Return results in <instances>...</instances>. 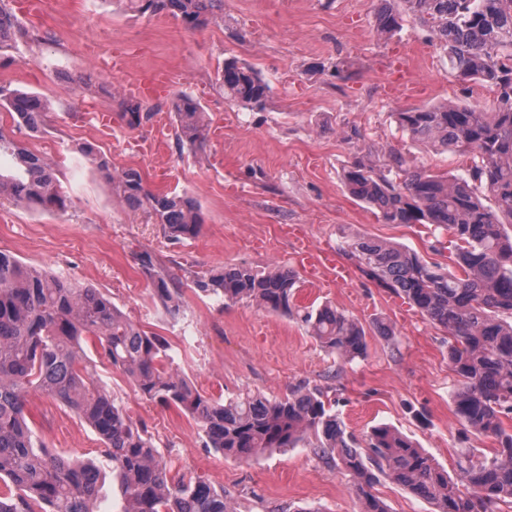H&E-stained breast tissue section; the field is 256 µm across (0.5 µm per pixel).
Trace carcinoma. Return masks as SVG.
<instances>
[{"label":"carcinoma","mask_w":512,"mask_h":512,"mask_svg":"<svg viewBox=\"0 0 512 512\" xmlns=\"http://www.w3.org/2000/svg\"><path fill=\"white\" fill-rule=\"evenodd\" d=\"M136 14H168L187 30L224 17V0H124ZM407 11L436 42L448 72L497 94L485 112L447 103L394 113L409 139L451 150L471 160L463 175L448 177L409 165L395 147L372 160L361 147L343 170L349 193L379 211L387 224L430 225L454 237V266L368 236L348 253L373 281L404 297L432 324L448 330V361L458 377L454 413L460 424L497 443L494 456L459 463L452 479L408 437L388 425L358 440L346 431L319 387L297 386L279 398L246 393L223 400L202 394L173 368L165 338L132 322L99 289L56 276L0 251V512H97L101 466L52 452L39 440L26 412L27 397L40 392L70 409L104 445V457L122 488L121 512H230L224 490L199 477L176 480L145 428L112 389L96 379L99 360L126 373L140 397L189 416L206 447L241 463H253L277 448H294L307 432L317 438L314 454L356 478L360 512H389L373 493L381 475L437 506V512H502L512 505V0H381L375 30L388 40L402 28ZM43 37L18 22L0 0V46ZM224 94L262 110L271 87L254 68L234 57L218 73ZM131 128L149 122L158 107L135 97L120 101ZM0 108L15 130L37 133L47 125V100L0 86ZM171 110L177 139L203 148L207 126L200 103L181 93ZM77 151L112 184L133 211L162 225L169 240L199 236L197 202L150 189L140 170L114 172L92 144ZM0 197L42 210L66 209L55 170L0 127ZM160 305L180 313L176 275L151 254L138 257ZM206 296L252 301L261 309L304 324L325 348L348 360L367 353L366 332L349 315L326 304L300 308L294 302L297 274L277 267L260 274L244 264H226L195 282ZM93 349L96 359L87 355Z\"/></svg>","instance_id":"obj_1"}]
</instances>
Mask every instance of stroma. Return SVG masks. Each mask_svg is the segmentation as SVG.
I'll return each instance as SVG.
<instances>
[{"mask_svg": "<svg viewBox=\"0 0 512 512\" xmlns=\"http://www.w3.org/2000/svg\"><path fill=\"white\" fill-rule=\"evenodd\" d=\"M7 5L20 23L49 35L0 49L14 59L0 68V85L49 102L45 130H24L18 138L58 169L68 206L48 212L0 198V251L99 288L144 331L165 337L179 372L206 395L280 397L298 384L319 386L335 400L347 431L360 436L378 424L392 425L449 476H456L464 449L493 455L494 442L462 432L454 415L447 331L368 279L345 254L352 240L368 235L444 263L454 250L453 236L442 232L444 249L432 254L428 227L384 223L348 193L342 172L356 151L344 132L355 126L367 144L399 148L412 166L462 174L466 159L412 142L393 115L448 101L490 110L495 92L449 75L428 31L414 19H405L392 39L378 41L379 0H224L223 21L196 31L170 15L133 14L106 0H42L37 13L28 0ZM105 44L123 54L126 74H180L176 87L143 95V103L159 108L151 123L131 128L120 118L126 75L101 67ZM228 57L270 84L264 110L225 97L217 71ZM342 61L352 78L338 72ZM179 91L193 95L208 115L203 150L177 141L169 105ZM83 143L98 145L114 169L140 168L150 189L195 199L201 234L171 243L77 153ZM305 247L333 253L351 276L343 283L301 282L296 304L326 303L354 318L366 332L365 357L346 360L296 320L195 289L198 276L227 263L258 272L295 268ZM144 251L179 275L178 316L164 312L141 273L137 256ZM379 322L390 335L376 331ZM102 378L145 426L172 473L224 489L233 512L299 506L358 512L354 476L315 456L311 442L243 464L206 447L186 415L136 395L123 372L106 370ZM28 412L49 450L100 461L99 437L68 409L34 394Z\"/></svg>", "mask_w": 512, "mask_h": 512, "instance_id": "obj_1", "label": "stroma"}]
</instances>
